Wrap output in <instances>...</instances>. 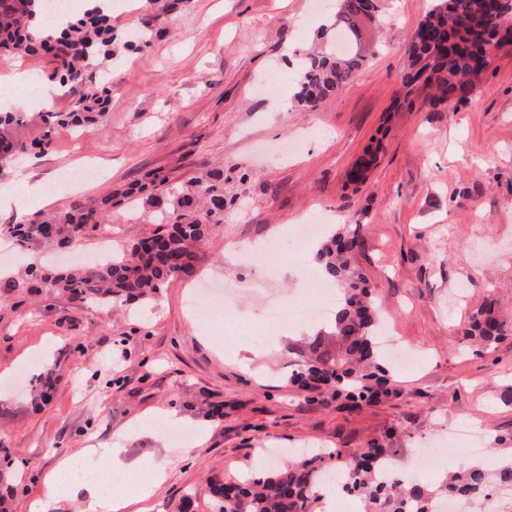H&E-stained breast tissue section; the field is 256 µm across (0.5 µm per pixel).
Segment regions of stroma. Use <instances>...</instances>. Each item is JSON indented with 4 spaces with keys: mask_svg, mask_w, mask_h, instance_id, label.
Segmentation results:
<instances>
[{
    "mask_svg": "<svg viewBox=\"0 0 512 512\" xmlns=\"http://www.w3.org/2000/svg\"><path fill=\"white\" fill-rule=\"evenodd\" d=\"M112 2L113 25H152L150 41L98 69L112 89L102 122L75 140L57 129L53 149L39 156L33 173L52 185V209L127 188L156 169L178 183L223 169L236 203L205 241L196 275L146 307L0 288V448L11 460L0 512L49 501L59 463L74 472L96 467L120 434L133 462L117 477L127 494L162 463L152 512H174L191 489L190 512H213L209 486L269 466V448L354 449L386 438L405 464L422 443L451 440V454H434L418 470L426 484L471 462L456 425L486 438L512 432V408L499 400L512 379V339L478 354L460 333L491 290L512 316V43L494 52L467 105L409 107L397 74L432 0H381L377 18L361 26L365 67L341 94L303 112L291 105L298 66L287 52L311 48L333 9L315 0H186L153 22L144 0ZM377 138L376 165L363 182L349 181ZM87 165L98 177L59 183L63 171ZM320 209L327 229L360 225L354 262L391 336L420 359L396 374L398 396L356 413L305 401L289 386L288 348L306 338L299 326L275 336L278 349L262 348L274 300L316 299L288 256L293 226ZM140 210L116 202L111 241L97 229L79 250H116L148 235L153 226ZM271 240L284 262L272 268L255 254L223 315L207 325L189 313L196 281L235 277L238 248ZM37 354L38 374L56 379L44 405L13 382ZM166 409L186 440L167 434Z\"/></svg>",
    "mask_w": 512,
    "mask_h": 512,
    "instance_id": "stroma-1",
    "label": "stroma"
}]
</instances>
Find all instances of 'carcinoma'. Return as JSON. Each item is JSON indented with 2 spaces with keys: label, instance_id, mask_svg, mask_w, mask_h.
<instances>
[{
  "label": "carcinoma",
  "instance_id": "obj_1",
  "mask_svg": "<svg viewBox=\"0 0 512 512\" xmlns=\"http://www.w3.org/2000/svg\"><path fill=\"white\" fill-rule=\"evenodd\" d=\"M47 0H0V54L33 57L51 54L47 78L71 97L68 112H39L28 118L20 112H0V169L20 155H40L52 145L58 127L82 130L106 115L111 89L100 85L95 70L131 45L129 34L112 25V17L97 9L68 22L59 33L35 42L28 22L35 5ZM336 31L356 38L357 21L365 14V0H340ZM153 19L178 8L182 0H148ZM512 0L498 6L487 0H434L419 24V32L400 72L405 97L423 98L430 106L463 105L483 80L481 64L492 50L512 43ZM365 57L336 53L331 28L316 35L315 46L300 59V79L294 105L313 111L326 98L340 94L357 76ZM140 199L156 215L149 236L108 254L106 260L68 269L38 261L25 268L26 279L4 280V287L38 288L49 298L65 293L97 306L146 305L163 290L191 274L199 249L211 232L221 228L233 200L224 195V171H209L173 183L161 170L148 182L123 191ZM112 222V192L86 205L53 212L27 223L0 224V239L22 250L30 246H68L80 234ZM359 228L332 232L318 251L322 276L342 293L330 330L308 337L300 360L288 374V385L312 402L356 410L398 395L396 381L380 347L379 311L369 281L352 260L359 247ZM512 338V319L500 315L497 301L485 300L468 318L463 339L484 352ZM393 449L378 440L364 448H325L307 457L259 471L236 482L213 488L215 512H314L323 476L342 472L345 490L356 495L363 512H433L434 501L454 498L481 502L512 484V456L489 469L481 462L450 471L436 485L417 482L392 466ZM392 469L382 478V467Z\"/></svg>",
  "mask_w": 512,
  "mask_h": 512
}]
</instances>
